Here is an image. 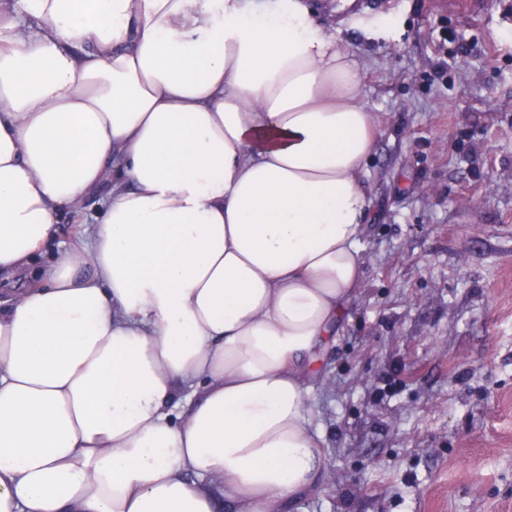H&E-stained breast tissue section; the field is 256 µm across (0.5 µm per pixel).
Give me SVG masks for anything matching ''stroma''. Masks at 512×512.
<instances>
[{
  "mask_svg": "<svg viewBox=\"0 0 512 512\" xmlns=\"http://www.w3.org/2000/svg\"><path fill=\"white\" fill-rule=\"evenodd\" d=\"M311 4L382 133L364 281L311 384L323 488L289 512H512V0Z\"/></svg>",
  "mask_w": 512,
  "mask_h": 512,
  "instance_id": "35a3bbf8",
  "label": "stroma"
}]
</instances>
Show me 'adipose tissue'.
<instances>
[{"mask_svg": "<svg viewBox=\"0 0 512 512\" xmlns=\"http://www.w3.org/2000/svg\"><path fill=\"white\" fill-rule=\"evenodd\" d=\"M381 131L306 0H0V512H287ZM107 189L86 239L33 261Z\"/></svg>", "mask_w": 512, "mask_h": 512, "instance_id": "ef3b65f1", "label": "adipose tissue"}]
</instances>
